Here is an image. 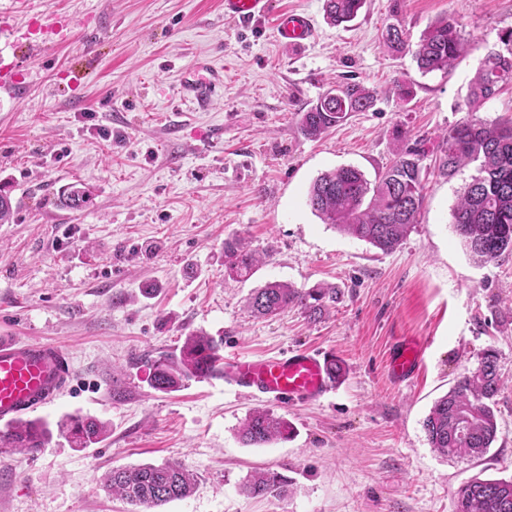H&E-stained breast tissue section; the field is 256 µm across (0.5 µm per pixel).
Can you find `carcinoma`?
<instances>
[{
	"label": "carcinoma",
	"instance_id": "carcinoma-1",
	"mask_svg": "<svg viewBox=\"0 0 512 512\" xmlns=\"http://www.w3.org/2000/svg\"><path fill=\"white\" fill-rule=\"evenodd\" d=\"M364 0H324L331 23L354 20ZM382 47L390 53H412L420 71H450L467 50V41L456 22L443 18L431 24L416 45H411L404 29L389 25ZM512 83V51L487 52L469 85L467 117L448 129L440 146L439 170L448 178L475 164V174L465 182L452 209V224L472 259L481 265L512 257V118L487 120L479 117L484 105L503 86ZM374 95L359 83L330 87L307 110L299 113L298 128L309 139H317L345 122L355 112L373 106ZM427 154L424 143L401 147L396 157L371 182L352 166L321 174L310 187L308 205L325 224L384 252L399 247L411 228L424 201L422 162ZM90 201V192L72 184L61 191L60 204L80 210ZM224 256L230 275L249 278L255 267L253 256L241 250L239 240L224 241ZM339 300L332 286L296 288L283 282H269L255 289L247 306L255 316L276 315L297 307L310 319H317ZM220 347L203 332L186 336L177 354H167L152 364L151 385L168 392L184 382L202 377L203 364H215ZM503 385L496 351L488 348L480 355L475 369L462 375L440 397L424 420L430 447L446 457L482 458L496 440L498 419L495 397ZM78 448H88L103 438L105 423L94 418L74 417L60 424ZM291 433L288 421L266 410H255L245 419L241 440L247 445H264L286 439ZM51 432L40 420H19L0 429V447L37 452ZM196 480L183 467L163 463L112 470L105 487L133 505L160 508L191 495ZM289 481L277 472H256L243 485L255 496L282 495ZM454 512H512V479L476 478L463 485L454 500Z\"/></svg>",
	"mask_w": 512,
	"mask_h": 512
}]
</instances>
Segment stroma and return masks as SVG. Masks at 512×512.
Here are the masks:
<instances>
[{"instance_id": "obj_1", "label": "stroma", "mask_w": 512, "mask_h": 512, "mask_svg": "<svg viewBox=\"0 0 512 512\" xmlns=\"http://www.w3.org/2000/svg\"><path fill=\"white\" fill-rule=\"evenodd\" d=\"M323 5L272 0L271 16L245 25L225 17L223 0H0V75L26 82L18 98L0 96V183L15 208L0 224V339L55 342L75 370L73 389L35 413L52 433L45 448H0V512H149L102 477L163 462L197 483L160 512H453L470 480L512 478V258L472 262L452 209L475 169L450 179L435 163L467 115L481 59L512 28V0H365L341 26ZM290 10L313 19L307 47L277 37L276 16ZM49 16L67 20L66 38L45 31ZM443 17L469 44L450 72L383 51L387 25L415 43ZM200 59L224 71L205 112L181 96L184 78L208 79ZM344 82L369 88L373 106L305 138L298 112ZM398 129L426 142L424 203L386 253L322 223L307 194L341 166L375 179ZM71 184L91 190L85 209L59 206ZM232 238L259 260L249 279L228 273ZM274 281L330 285L341 300L314 322L296 308L252 316L247 297ZM192 332L226 356L318 350L346 375L328 399L296 405L225 391L220 379L154 389L153 361ZM405 336L426 350L398 384L386 361ZM489 347L504 381L497 438L479 460L441 456L423 421ZM256 409L285 417L290 437L244 444L239 428ZM67 416L101 420L108 434L72 447L58 427ZM264 470L288 477L285 495L243 493Z\"/></svg>"}]
</instances>
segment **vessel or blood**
<instances>
[{"mask_svg":"<svg viewBox=\"0 0 512 512\" xmlns=\"http://www.w3.org/2000/svg\"><path fill=\"white\" fill-rule=\"evenodd\" d=\"M270 0H224L226 17L252 23L265 15ZM281 42L301 47L314 37V24L307 14H281L277 23ZM224 86V77L212 72L208 81L187 80L183 86L195 109H205ZM424 344L403 338L396 342L388 363L390 377L399 383L417 373ZM224 383L236 394L263 397L278 403L313 402L334 391L322 352L297 349L279 356L232 357L224 361ZM74 379L69 355L52 343L0 342V422H15L54 403Z\"/></svg>","mask_w":512,"mask_h":512,"instance_id":"obj_1","label":"vessel or blood"}]
</instances>
